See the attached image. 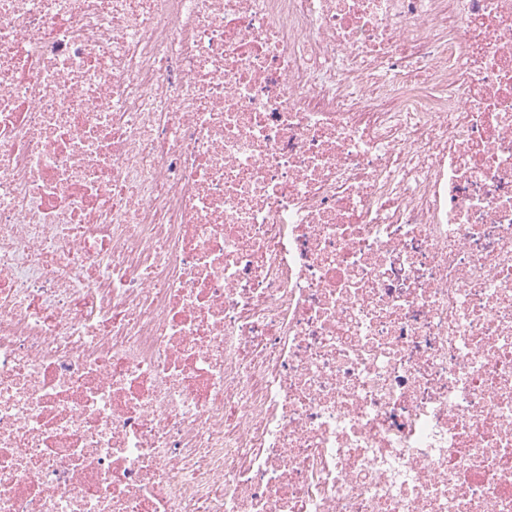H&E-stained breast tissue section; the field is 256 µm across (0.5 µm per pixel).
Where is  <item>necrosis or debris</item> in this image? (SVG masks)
I'll return each instance as SVG.
<instances>
[{
    "instance_id": "1",
    "label": "necrosis or debris",
    "mask_w": 512,
    "mask_h": 512,
    "mask_svg": "<svg viewBox=\"0 0 512 512\" xmlns=\"http://www.w3.org/2000/svg\"><path fill=\"white\" fill-rule=\"evenodd\" d=\"M0 512H512V0H0Z\"/></svg>"
}]
</instances>
